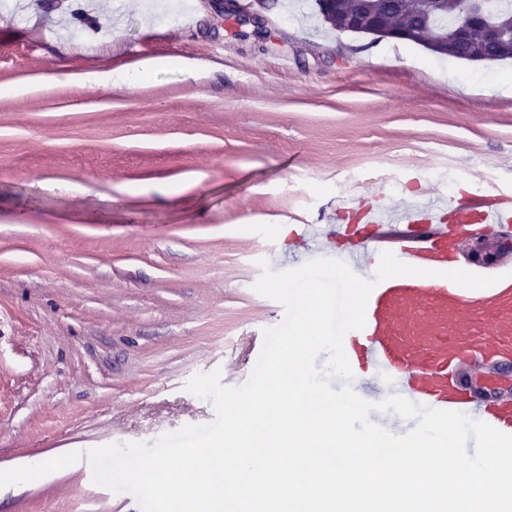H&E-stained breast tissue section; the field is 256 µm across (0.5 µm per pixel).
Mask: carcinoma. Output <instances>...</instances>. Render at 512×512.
I'll return each mask as SVG.
<instances>
[{"label":"carcinoma","instance_id":"cac0c4a2","mask_svg":"<svg viewBox=\"0 0 512 512\" xmlns=\"http://www.w3.org/2000/svg\"><path fill=\"white\" fill-rule=\"evenodd\" d=\"M488 15L506 34L512 35V3H504L488 11ZM351 19L364 27L399 29L408 35L409 42L426 49L432 44H445L447 51H435L441 56L447 54L464 61L474 57L512 59V39L490 41L480 24L459 36L461 15L454 0H342L330 25L337 29Z\"/></svg>","mask_w":512,"mask_h":512}]
</instances>
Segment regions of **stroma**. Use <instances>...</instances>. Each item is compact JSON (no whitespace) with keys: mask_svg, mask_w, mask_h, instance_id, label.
I'll list each match as a JSON object with an SVG mask.
<instances>
[{"mask_svg":"<svg viewBox=\"0 0 512 512\" xmlns=\"http://www.w3.org/2000/svg\"><path fill=\"white\" fill-rule=\"evenodd\" d=\"M0 0V470L153 442L213 420L187 392L244 384L283 307L256 293L285 224L395 176L512 192V60L457 61L339 33L315 0ZM147 56L192 63L131 89L80 83ZM54 84H44L46 75ZM201 182L188 187L191 174ZM0 512H140L88 460L0 488Z\"/></svg>","mask_w":512,"mask_h":512,"instance_id":"stroma-1","label":"stroma"}]
</instances>
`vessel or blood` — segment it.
I'll list each match as a JSON object with an SVG mask.
<instances>
[{
  "label": "vessel or blood",
  "instance_id": "b4317fda",
  "mask_svg": "<svg viewBox=\"0 0 512 512\" xmlns=\"http://www.w3.org/2000/svg\"><path fill=\"white\" fill-rule=\"evenodd\" d=\"M383 199L378 191L343 203L321 257L341 258L371 279L388 250L427 274L390 278L374 288L364 328L343 341L354 376L379 378L388 394L512 434V392L486 395L466 380L472 372L512 380V277L466 289L441 276L461 239L478 232L512 238V193L462 190L424 196L398 210ZM311 230L288 225L282 242L292 253L307 249Z\"/></svg>",
  "mask_w": 512,
  "mask_h": 512
}]
</instances>
